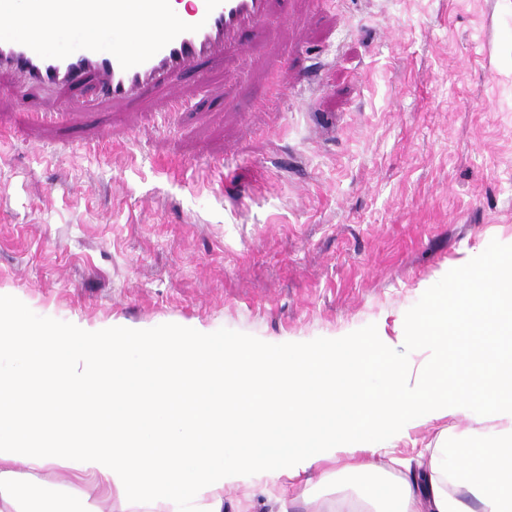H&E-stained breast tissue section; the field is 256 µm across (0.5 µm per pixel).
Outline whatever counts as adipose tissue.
Returning <instances> with one entry per match:
<instances>
[{"label": "adipose tissue", "mask_w": 512, "mask_h": 512, "mask_svg": "<svg viewBox=\"0 0 512 512\" xmlns=\"http://www.w3.org/2000/svg\"><path fill=\"white\" fill-rule=\"evenodd\" d=\"M463 302L473 321L498 322L502 354L492 359L483 347H473L472 383L453 386L447 383L446 360L417 372L388 360L381 371L387 395L371 405L362 426L355 422L353 388L321 376L325 359L335 354L329 346L315 355L292 346L282 358L197 328L183 341L186 354L226 359L229 378L210 376L173 356L162 384L188 396L204 392L218 403L201 424L170 408L145 409L130 397L128 380L152 375L155 366L151 358L125 351L126 325L73 323L42 330L34 360L24 342L26 330L0 308V351L13 355L11 367L0 368V390L10 391L9 405L0 407V512H59L60 486L36 477L47 468L89 482L105 499H118L122 512H224L225 491L241 486L272 497L273 512H291L295 500L286 488L300 475L323 484L341 455L370 451L377 438L398 441L423 422L469 414L480 401L489 405L492 422L479 446L480 468L462 460L458 446L443 435L431 450L426 476L389 479L372 465H354L348 470L352 493L327 509L315 497L307 502L312 512H512V252L501 255L488 276L469 275L466 287L432 305L424 321L410 323L407 340L427 337L447 347L457 334L449 313ZM34 370L42 378L33 385L28 376ZM104 370L114 382L112 412L124 421L127 436L109 445L73 447L71 414L85 407L93 377ZM318 379L335 391L334 418L347 423L345 434L317 426L308 416L318 399ZM270 381L283 400L273 413L266 408ZM42 419L56 428L54 446L40 444L29 432ZM19 463L30 478L16 471Z\"/></svg>", "instance_id": "obj_1"}]
</instances>
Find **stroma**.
Listing matches in <instances>:
<instances>
[{"instance_id":"35a3bbf8","label":"stroma","mask_w":512,"mask_h":512,"mask_svg":"<svg viewBox=\"0 0 512 512\" xmlns=\"http://www.w3.org/2000/svg\"><path fill=\"white\" fill-rule=\"evenodd\" d=\"M277 24L211 81L164 98L96 106L31 124L61 89H17L0 72V301L22 325H127L158 353L177 333L313 351L352 350L385 332L390 357L441 355L408 321L488 273L512 250V0H277ZM273 112L253 102L271 81ZM112 151L95 156L87 141ZM465 330L448 361L465 381L468 347L499 352L492 327ZM98 375L87 412L101 442L120 431ZM486 412L424 423L366 458L388 477L429 466L440 432L471 436Z\"/></svg>"}]
</instances>
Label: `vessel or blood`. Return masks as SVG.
Instances as JSON below:
<instances>
[{"instance_id":"1","label":"vessel or blood","mask_w":512,"mask_h":512,"mask_svg":"<svg viewBox=\"0 0 512 512\" xmlns=\"http://www.w3.org/2000/svg\"><path fill=\"white\" fill-rule=\"evenodd\" d=\"M270 16V0H190L186 14H175L172 0H0V70L24 76L27 84L68 87L76 94L91 88L105 103L130 104L167 89L165 109L181 112L185 100L174 86L194 75L200 64L221 57L226 48L243 49L244 36ZM110 18L123 30L140 24L155 28L136 49H105L91 28H83L71 53L49 48L43 27ZM24 23L26 32L12 31Z\"/></svg>"}]
</instances>
